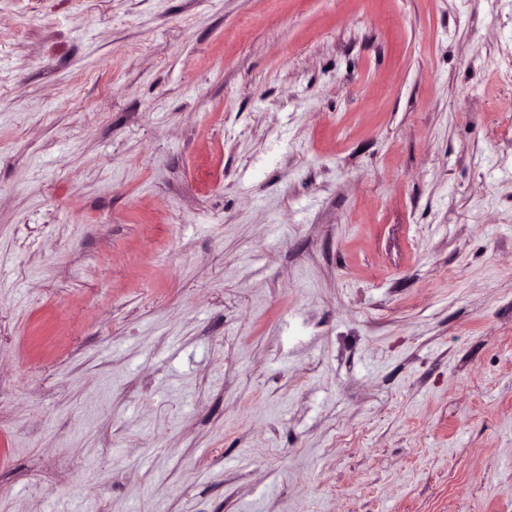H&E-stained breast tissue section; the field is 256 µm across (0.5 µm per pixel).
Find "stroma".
Here are the masks:
<instances>
[{"label": "stroma", "instance_id": "stroma-1", "mask_svg": "<svg viewBox=\"0 0 512 512\" xmlns=\"http://www.w3.org/2000/svg\"><path fill=\"white\" fill-rule=\"evenodd\" d=\"M0 512H512V0H0Z\"/></svg>", "mask_w": 512, "mask_h": 512}]
</instances>
